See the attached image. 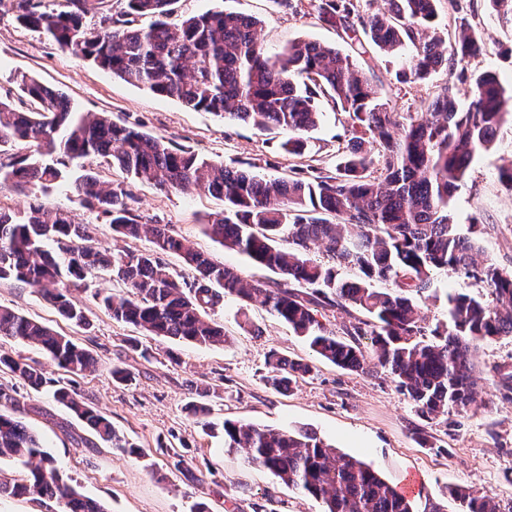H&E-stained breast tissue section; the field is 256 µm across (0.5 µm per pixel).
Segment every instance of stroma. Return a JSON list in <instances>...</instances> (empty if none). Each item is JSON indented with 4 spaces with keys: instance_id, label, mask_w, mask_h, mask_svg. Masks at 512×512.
<instances>
[{
    "instance_id": "obj_1",
    "label": "stroma",
    "mask_w": 512,
    "mask_h": 512,
    "mask_svg": "<svg viewBox=\"0 0 512 512\" xmlns=\"http://www.w3.org/2000/svg\"><path fill=\"white\" fill-rule=\"evenodd\" d=\"M16 0H0V101L20 111L34 110L33 101L16 81L25 74L62 92L80 112L107 113L113 121L171 141L206 160L230 168L254 166L269 177L289 175L295 158L285 154L276 129L260 130L226 121L213 113L189 108L175 99L126 83L91 61L62 50L43 34L16 19ZM229 10L256 17L260 37L270 53L291 42L312 39L350 55L359 69L378 85L381 99L403 117L419 112L437 85L449 78L441 66L428 78H402L398 59L374 45L360 47L336 26L321 21L313 0H293L292 8L275 0H178L173 21L207 11ZM469 26L485 42L483 54L467 59V78L496 72L504 86L512 85V25L498 21L489 0H442L437 33L453 43L460 25ZM319 127L310 134L308 158L314 166L335 170L349 137L347 117L323 103ZM512 165V123H504L491 146L480 152L464 184L449 203L460 233L476 237L481 255L512 269V191L499 181L502 167ZM101 180L123 182L129 205L145 222L169 225L213 260L231 265L245 279L277 286L279 275L254 265L246 256L224 249L204 232L221 200L190 187L161 192L152 185L124 180L102 159L88 163ZM53 209H63L78 221L96 224L100 248L145 251L147 238L123 239L109 225L97 224L96 214L81 205L71 183L40 191ZM107 275L89 280L74 291L90 322L79 328L65 322L35 288L0 281V305L37 318L55 330L74 336L97 359L95 370L72 377L46 365L51 377L67 378L94 407L110 416L118 433L144 452L137 458L117 448L87 444L85 428L50 392H37L6 374L0 387L23 396L26 423L56 459L63 473L81 491L105 504L108 512H194L205 502L211 512H322L320 502L284 485L269 471L250 465L243 451L224 449L222 434L211 432L187 411L201 391H209L211 421L245 420L270 428L304 426L316 431L346 454L371 464L388 481L400 486L410 476L421 479L411 499L415 512H458L447 495L452 485L472 487L494 498L502 512H512V390L504 388L491 369L512 361V338L480 345L479 395L488 403L476 414L449 415L447 422L419 419L398 391L388 372L379 367L353 372L313 357L303 338L257 302L225 300L213 317L223 325L226 344L200 347L142 335L129 324L113 320L94 294L111 288ZM138 350H131V341ZM304 359L312 367L292 390L280 394L265 383L268 354ZM120 365L131 378L115 381L111 370ZM175 446L193 468L197 482L177 473L167 448Z\"/></svg>"
}]
</instances>
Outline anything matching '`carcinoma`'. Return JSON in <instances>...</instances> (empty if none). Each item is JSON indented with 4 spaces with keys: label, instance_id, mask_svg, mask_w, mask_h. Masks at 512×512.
<instances>
[{
    "label": "carcinoma",
    "instance_id": "carcinoma-1",
    "mask_svg": "<svg viewBox=\"0 0 512 512\" xmlns=\"http://www.w3.org/2000/svg\"><path fill=\"white\" fill-rule=\"evenodd\" d=\"M176 2L120 0L116 19L110 0H97L102 12L92 24L86 21L88 0H63L53 11L45 10L42 0H16V9L23 25L131 85L223 119L282 130L287 138L281 149L288 155L305 154V135L323 116L318 97L326 98L349 121L345 161L336 171L308 165L298 177L265 178L209 162L105 113L77 112L58 90L24 75L19 87L37 110L17 112L0 101V192L26 194L63 183L72 166L91 158L163 191L197 186L224 201V210L205 224V234L278 274L283 286L246 281L236 268L175 236L168 225L141 222L123 183H105L90 172L72 182L81 204L114 233L147 237L150 249L102 250L96 246L97 225L35 200L22 211L0 208V280L37 289L64 319L86 328L87 315L73 302L72 291L105 271L120 288L99 290L96 298L113 320L148 336L198 346L226 341L224 329L210 317L224 299H259L320 358L356 372L374 360L429 423L487 407L477 400L474 356L483 342L512 337V271L480 258L478 242L458 231L448 205L475 156L490 146L512 112V93L506 94L497 74L486 72L476 78L469 105L462 109L461 74L439 85L405 124L400 113L379 102L378 86L338 49L298 40L272 56L260 38V21L221 10L171 22ZM359 2L319 0L316 10L320 19L347 34L369 35L382 53L397 55L413 45L401 71L405 78H423L444 62L452 71L485 49L467 28L449 49L429 33L443 0H384V10L373 14L361 10ZM128 16L151 22L130 28ZM375 150L382 158L378 171L373 169ZM317 246L329 262L311 257ZM167 253L194 271L191 284L182 285L160 262L159 255ZM344 269L356 271L357 278L343 277ZM437 270L488 289L491 300L449 295L448 323L428 324L416 298L430 292ZM325 306L359 313L347 329L353 340L337 338L319 319ZM359 336L370 337L371 355ZM0 338L45 352L72 375L96 366L94 356L70 337L2 305ZM266 365V384L276 391L310 372L308 365L274 351ZM0 371L36 391L52 387L54 400L95 438L142 456L107 415L27 358L1 349ZM25 411V402L0 387V461L15 465L8 475L0 471V499L47 498L60 512H107L42 449L39 436L22 419ZM222 430L227 450H246L248 463L321 501L323 512H414L411 499L396 485L310 429L226 420ZM448 493L460 512H501L498 502L469 487L454 485Z\"/></svg>",
    "mask_w": 512,
    "mask_h": 512
}]
</instances>
